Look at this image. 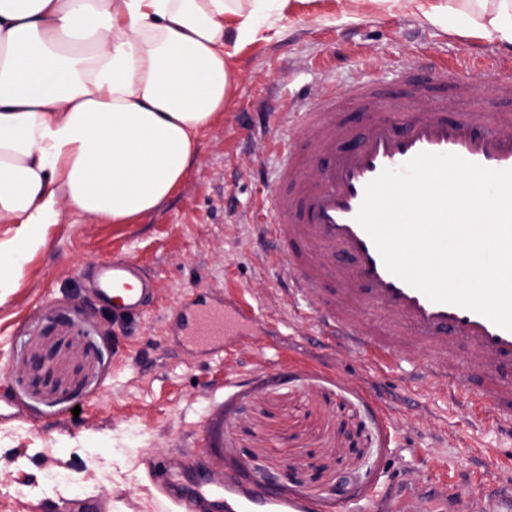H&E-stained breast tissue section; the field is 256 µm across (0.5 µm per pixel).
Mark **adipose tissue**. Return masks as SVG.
Here are the masks:
<instances>
[{"mask_svg":"<svg viewBox=\"0 0 512 512\" xmlns=\"http://www.w3.org/2000/svg\"><path fill=\"white\" fill-rule=\"evenodd\" d=\"M290 0H0V288L62 209L105 224L184 180L244 37Z\"/></svg>","mask_w":512,"mask_h":512,"instance_id":"ef3b65f1","label":"adipose tissue"}]
</instances>
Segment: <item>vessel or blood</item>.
Returning <instances> with one entry per match:
<instances>
[{
    "label": "vessel or blood",
    "mask_w": 512,
    "mask_h": 512,
    "mask_svg": "<svg viewBox=\"0 0 512 512\" xmlns=\"http://www.w3.org/2000/svg\"><path fill=\"white\" fill-rule=\"evenodd\" d=\"M407 89L390 96L377 76L355 84L357 119H350L335 89L288 115V135L272 140L278 166L271 181L269 207L261 224L265 235L290 249L282 268L289 294L302 302L320 336L358 352L376 369L411 365L420 384L462 396L481 419L512 430V330L469 309L436 303L390 273L373 241L356 221L366 185L383 170L399 169L421 152L452 153L492 170L512 169V138L498 129L512 125V63L493 64L480 82L454 73L447 65L415 61ZM479 93L478 106L449 112L448 100ZM426 100L428 111L416 109ZM343 256L342 265L331 263ZM153 291L151 280L126 261L101 268L97 294L113 311H141ZM368 308L382 310L387 321L375 331L364 318ZM258 319L244 298L203 296L179 309L183 343L214 348L244 335ZM472 354L464 368L450 364L456 341ZM223 502V490L200 480L186 504ZM231 512H318L310 502L246 496Z\"/></svg>",
    "instance_id": "obj_1"
}]
</instances>
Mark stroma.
Segmentation results:
<instances>
[{
  "instance_id": "35a3bbf8",
  "label": "stroma",
  "mask_w": 512,
  "mask_h": 512,
  "mask_svg": "<svg viewBox=\"0 0 512 512\" xmlns=\"http://www.w3.org/2000/svg\"><path fill=\"white\" fill-rule=\"evenodd\" d=\"M512 46L457 15L433 25L402 0H291L244 43L224 110L200 136L184 181L153 212L104 224L63 211L14 287L0 290V512H181L161 479L209 476L210 453L240 489L263 487L373 512H453L512 496V435L458 396L412 388L323 343L266 262L258 225L277 166L279 114L326 85L350 97L373 72L399 91L406 59L471 69ZM134 262L154 284L137 316L96 293L99 269ZM244 289L264 316L248 335L202 352L183 346L175 309ZM447 480L448 490H431Z\"/></svg>"
}]
</instances>
